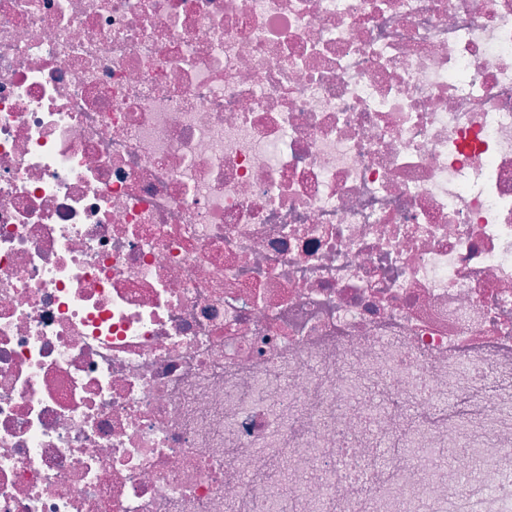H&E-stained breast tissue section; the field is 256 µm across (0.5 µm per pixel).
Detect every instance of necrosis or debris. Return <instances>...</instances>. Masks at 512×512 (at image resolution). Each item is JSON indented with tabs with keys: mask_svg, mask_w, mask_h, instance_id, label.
I'll list each match as a JSON object with an SVG mask.
<instances>
[{
	"mask_svg": "<svg viewBox=\"0 0 512 512\" xmlns=\"http://www.w3.org/2000/svg\"><path fill=\"white\" fill-rule=\"evenodd\" d=\"M452 507L512 512V0H0V512Z\"/></svg>",
	"mask_w": 512,
	"mask_h": 512,
	"instance_id": "necrosis-or-debris-1",
	"label": "necrosis or debris"
}]
</instances>
